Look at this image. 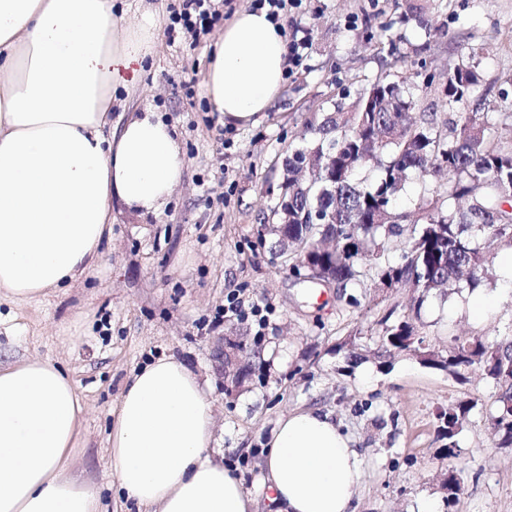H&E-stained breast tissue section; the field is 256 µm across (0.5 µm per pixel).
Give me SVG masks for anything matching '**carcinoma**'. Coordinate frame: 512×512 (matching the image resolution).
<instances>
[{"label": "carcinoma", "instance_id": "cac0c4a2", "mask_svg": "<svg viewBox=\"0 0 512 512\" xmlns=\"http://www.w3.org/2000/svg\"><path fill=\"white\" fill-rule=\"evenodd\" d=\"M476 71L459 62L448 68L444 94L449 103L471 95ZM339 86L334 110L306 126L310 137L282 161L283 185L272 209L271 255L288 261V270L304 282L335 285L343 291L361 285V269L374 271L388 290L412 288L408 306L394 303L375 321L373 355L379 359L406 353L428 368L462 379L480 369L495 387L487 423L502 448L512 447V336L488 341L481 336H453L439 350L418 333L425 304L446 301L451 291L473 292L496 281L492 251L512 244V147L496 139L506 116L486 103L457 113L452 128L434 118L416 122L407 82L382 76L356 90ZM446 156V182L424 188L415 212L398 213L394 202L407 180L427 183L432 158ZM459 206L444 210L445 202ZM321 211L325 224H307L304 212ZM404 224L412 236L397 259L390 242ZM242 362L236 382L249 379L256 351L238 346ZM474 404L459 400L438 415V434L448 440L444 455H456V435ZM444 506L457 504L463 487L448 468L442 481Z\"/></svg>", "mask_w": 512, "mask_h": 512}]
</instances>
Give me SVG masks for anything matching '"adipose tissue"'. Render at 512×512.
<instances>
[{"label":"adipose tissue","instance_id":"1","mask_svg":"<svg viewBox=\"0 0 512 512\" xmlns=\"http://www.w3.org/2000/svg\"><path fill=\"white\" fill-rule=\"evenodd\" d=\"M127 0H0V292L16 302L67 288L99 259L112 205L156 212L183 175L180 148L155 113L110 124L133 86L155 21L127 25ZM288 49L266 11L238 12L213 46L203 86L224 118L266 111ZM84 406L50 361L0 363V512H104L69 476ZM213 410L173 357L142 368L121 395L108 443L118 493L141 512H254L214 462ZM271 512H353L362 458L329 415L277 422L264 457Z\"/></svg>","mask_w":512,"mask_h":512}]
</instances>
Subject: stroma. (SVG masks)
<instances>
[{
  "mask_svg": "<svg viewBox=\"0 0 512 512\" xmlns=\"http://www.w3.org/2000/svg\"><path fill=\"white\" fill-rule=\"evenodd\" d=\"M182 0H136L132 14L152 13L157 31L139 82L112 104L113 121L154 112L176 132L184 163L180 185L157 213L112 210V235L100 263L70 288L37 302L0 300V362L37 357L62 366L85 404L71 471L99 492L107 512H136L117 495L106 437L123 388L153 358L184 362L200 378L216 418V461L240 478L269 512L263 448L277 421L318 410L340 424L363 459L356 512H444L440 479L455 467L463 493L455 512H512V447H498L485 421L492 382L480 370L466 381L398 354L380 364L371 322L385 304L366 282L350 304L336 288L297 280L274 261L257 226L279 196L282 161L312 116L329 111L338 83L369 84L381 73L410 77L415 117L451 119L486 100L512 113V0H302L283 19L305 49L268 110L236 124L217 116L203 80L223 25L199 42L168 39L170 14ZM388 25L391 42L374 38ZM473 66L479 83L450 107L443 93L449 66ZM269 310L252 322L213 326L227 292ZM421 332L439 349L449 333L512 336V293L477 320L457 296L422 313ZM258 351L245 387L225 394L224 340ZM361 358L347 363L339 343ZM475 403L457 436L455 458L443 453L437 416L457 400Z\"/></svg>",
  "mask_w": 512,
  "mask_h": 512,
  "instance_id": "1",
  "label": "stroma"
}]
</instances>
